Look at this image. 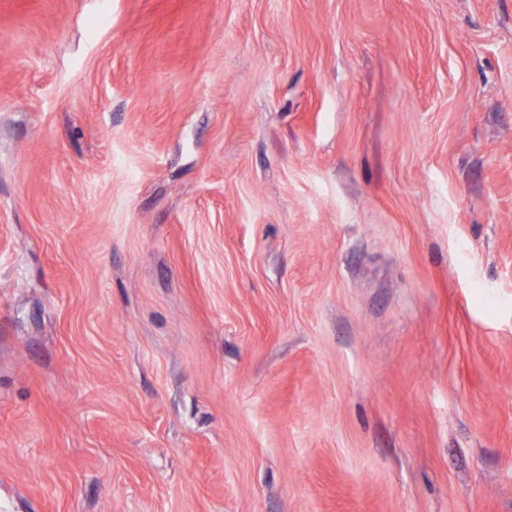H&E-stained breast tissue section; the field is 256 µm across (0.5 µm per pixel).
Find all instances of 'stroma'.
<instances>
[{
    "label": "stroma",
    "mask_w": 512,
    "mask_h": 512,
    "mask_svg": "<svg viewBox=\"0 0 512 512\" xmlns=\"http://www.w3.org/2000/svg\"><path fill=\"white\" fill-rule=\"evenodd\" d=\"M0 512H512V0H0Z\"/></svg>",
    "instance_id": "stroma-1"
}]
</instances>
